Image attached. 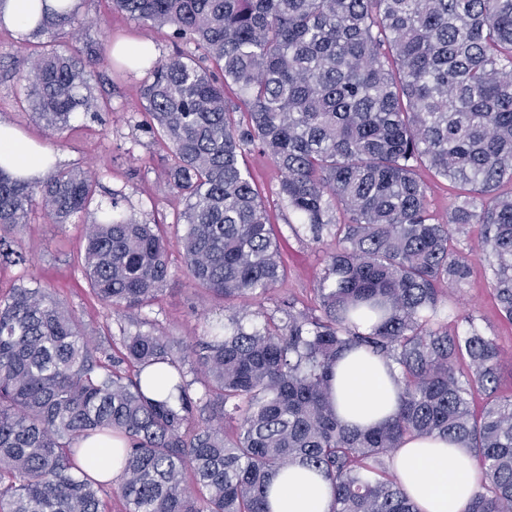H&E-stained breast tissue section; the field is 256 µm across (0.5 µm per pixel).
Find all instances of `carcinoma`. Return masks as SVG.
Wrapping results in <instances>:
<instances>
[{
    "label": "carcinoma",
    "mask_w": 512,
    "mask_h": 512,
    "mask_svg": "<svg viewBox=\"0 0 512 512\" xmlns=\"http://www.w3.org/2000/svg\"><path fill=\"white\" fill-rule=\"evenodd\" d=\"M99 2L103 18L122 14L175 47L111 59L118 77L146 72L134 126L166 151L165 185L183 202L174 241L118 193L87 228L81 272L117 319L151 308L179 271L224 303L285 278L283 232L240 163L251 149L282 173L276 204L296 219L290 230L337 246L313 306L211 321L191 344L144 317L151 329L122 327L96 345L50 287L0 293V512H105L111 484L124 512H270L271 478L296 465L329 482L330 512H418L383 461L413 437L477 462L464 512H512L500 346L469 315L448 332L444 313L446 288L470 273L452 225L476 224L512 321V0ZM31 19L15 77L34 117L62 134L76 110L103 111L94 86L106 52L55 47L74 27L69 0ZM423 170L456 191L446 219ZM99 184L80 167L41 178L0 169V264L25 262L19 234L33 208L66 224ZM359 349L398 371L397 413L368 430L348 428L331 401L336 359ZM157 363L174 370L163 399L143 390ZM112 433L125 440L120 477L83 473L80 440Z\"/></svg>",
    "instance_id": "cac0c4a2"
}]
</instances>
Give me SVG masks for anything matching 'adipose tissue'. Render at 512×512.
<instances>
[{
    "instance_id": "ef3b65f1",
    "label": "adipose tissue",
    "mask_w": 512,
    "mask_h": 512,
    "mask_svg": "<svg viewBox=\"0 0 512 512\" xmlns=\"http://www.w3.org/2000/svg\"><path fill=\"white\" fill-rule=\"evenodd\" d=\"M56 153L32 142L12 125L0 121V168L16 176L42 175ZM334 397L339 417L366 428L390 420L398 410V386L391 366L352 353L334 367ZM78 462L93 476L116 477L121 467L114 451L121 438L85 440ZM392 466L419 512H464L478 491L481 474L475 461L440 439L410 440L395 449ZM271 512H330L331 488L322 476L296 466L276 476L268 493Z\"/></svg>"
}]
</instances>
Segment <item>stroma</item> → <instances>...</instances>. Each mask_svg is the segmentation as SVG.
I'll use <instances>...</instances> for the list:
<instances>
[{"instance_id":"stroma-1","label":"stroma","mask_w":512,"mask_h":512,"mask_svg":"<svg viewBox=\"0 0 512 512\" xmlns=\"http://www.w3.org/2000/svg\"><path fill=\"white\" fill-rule=\"evenodd\" d=\"M23 37L16 31L0 27V120L18 128L24 136L46 145L63 159L64 165L80 166L101 172L98 199L109 202L113 192L126 197L125 209L139 217L147 214L171 216L180 202L164 192L159 181L164 170V153L153 146L151 138L134 128L130 116L137 106V86L143 71L116 77L109 65H101L102 83L99 96L109 98L113 111L102 113L93 120L81 112L74 113L71 128L62 136L51 135L30 112L19 106L23 92L13 72L22 56ZM144 41L150 44L155 57L164 58L174 51L164 35L148 26L121 17L97 26L80 29L79 44ZM88 216L73 217L70 223L54 224L40 208H33L20 240L29 257L22 265H0V291L16 285L40 282L54 288L69 310L80 320L83 329L96 339L119 329L136 330V314L116 319L113 312L90 291L77 269L84 246ZM478 227L460 224L453 228V247L467 254L471 261L468 279L447 296L449 329H456V316L471 315L483 332L497 338L505 351L500 363L499 391L512 394V322L507 321L496 305L491 276L477 245ZM281 249L288 265V277L261 301L238 300L223 304L205 290L197 288L184 275L174 276L152 318L167 334L194 342L202 336L209 321L234 314L247 308L275 313L286 298L311 303L313 288L321 275L325 255L306 235L285 232Z\"/></svg>"}]
</instances>
